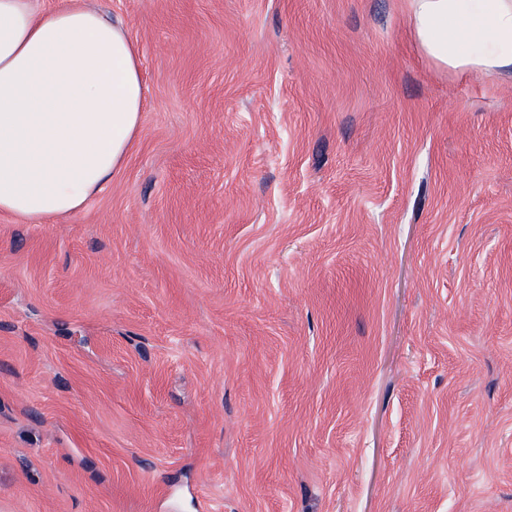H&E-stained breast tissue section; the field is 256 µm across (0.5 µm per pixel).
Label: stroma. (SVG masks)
I'll list each match as a JSON object with an SVG mask.
<instances>
[{
  "instance_id": "stroma-1",
  "label": "stroma",
  "mask_w": 512,
  "mask_h": 512,
  "mask_svg": "<svg viewBox=\"0 0 512 512\" xmlns=\"http://www.w3.org/2000/svg\"><path fill=\"white\" fill-rule=\"evenodd\" d=\"M86 2L142 122L0 213V512H512V78L406 0Z\"/></svg>"
}]
</instances>
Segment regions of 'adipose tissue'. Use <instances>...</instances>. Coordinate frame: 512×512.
Masks as SVG:
<instances>
[{
    "label": "adipose tissue",
    "mask_w": 512,
    "mask_h": 512,
    "mask_svg": "<svg viewBox=\"0 0 512 512\" xmlns=\"http://www.w3.org/2000/svg\"><path fill=\"white\" fill-rule=\"evenodd\" d=\"M436 65L512 77V0H408ZM143 112L138 50L82 0H0V213L60 219L122 169Z\"/></svg>",
    "instance_id": "obj_1"
}]
</instances>
